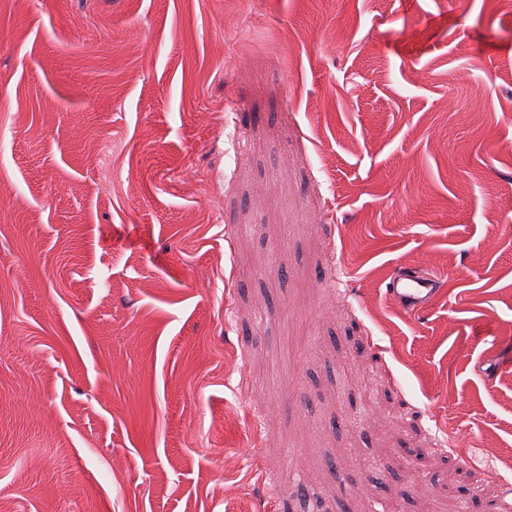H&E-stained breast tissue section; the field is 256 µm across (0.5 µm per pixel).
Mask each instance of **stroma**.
I'll list each match as a JSON object with an SVG mask.
<instances>
[{
    "label": "stroma",
    "instance_id": "obj_1",
    "mask_svg": "<svg viewBox=\"0 0 512 512\" xmlns=\"http://www.w3.org/2000/svg\"><path fill=\"white\" fill-rule=\"evenodd\" d=\"M0 186L14 512H512V0H0ZM443 278L398 267L388 278L387 292L390 297L409 313L427 308L439 293Z\"/></svg>",
    "mask_w": 512,
    "mask_h": 512
}]
</instances>
